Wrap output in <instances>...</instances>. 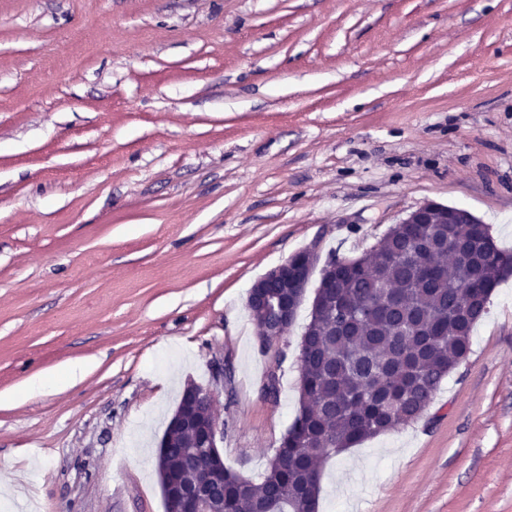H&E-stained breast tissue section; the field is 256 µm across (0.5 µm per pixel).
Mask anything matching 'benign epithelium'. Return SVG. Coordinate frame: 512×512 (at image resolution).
<instances>
[{"mask_svg": "<svg viewBox=\"0 0 512 512\" xmlns=\"http://www.w3.org/2000/svg\"><path fill=\"white\" fill-rule=\"evenodd\" d=\"M480 220L470 211L428 201L409 212L399 221L402 227L416 232L418 224H478ZM431 250L442 252L448 265L467 259L465 242L450 243L441 237L432 236L426 241ZM317 255L312 250H302L267 271L251 285L246 307L258 324L260 341L267 343L281 338L297 319L306 288L313 274ZM360 270L353 259H341L328 264L322 270V292L336 287V274H349ZM277 285L286 291L287 299L270 304L266 289ZM185 402L177 406L158 447L167 448L173 432L190 429L197 434L202 448H216L224 439V421L214 410V390L190 383L184 388ZM208 477L202 461L195 459L187 467L184 486L177 493H163L168 512H213V502L207 486Z\"/></svg>", "mask_w": 512, "mask_h": 512, "instance_id": "1", "label": "benign epithelium"}]
</instances>
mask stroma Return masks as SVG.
Here are the masks:
<instances>
[{"mask_svg":"<svg viewBox=\"0 0 512 512\" xmlns=\"http://www.w3.org/2000/svg\"><path fill=\"white\" fill-rule=\"evenodd\" d=\"M427 201L512 252V0H0V512H165L190 381L258 479L320 278L266 348L251 283ZM320 487L318 512H512V277L429 410Z\"/></svg>","mask_w":512,"mask_h":512,"instance_id":"1","label":"stroma"}]
</instances>
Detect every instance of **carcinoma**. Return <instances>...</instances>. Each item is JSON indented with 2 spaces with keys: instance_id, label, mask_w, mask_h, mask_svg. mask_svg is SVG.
Masks as SVG:
<instances>
[{
  "instance_id": "obj_1",
  "label": "carcinoma",
  "mask_w": 512,
  "mask_h": 512,
  "mask_svg": "<svg viewBox=\"0 0 512 512\" xmlns=\"http://www.w3.org/2000/svg\"><path fill=\"white\" fill-rule=\"evenodd\" d=\"M481 250L447 269L444 254L421 253L418 240L395 225L359 262L369 273L340 278L336 301L357 313L377 288L396 283L393 304L355 319L336 332L335 321L311 314L312 350L300 373V409L280 437L257 482L219 464L225 512H317L324 461L364 440L393 430L405 408L426 412L455 365L467 357L475 324L486 314L494 288L512 275V255L482 226ZM485 287L473 303L459 287L475 276ZM448 332L442 342L437 333ZM194 440L165 449L168 475L186 467Z\"/></svg>"
}]
</instances>
